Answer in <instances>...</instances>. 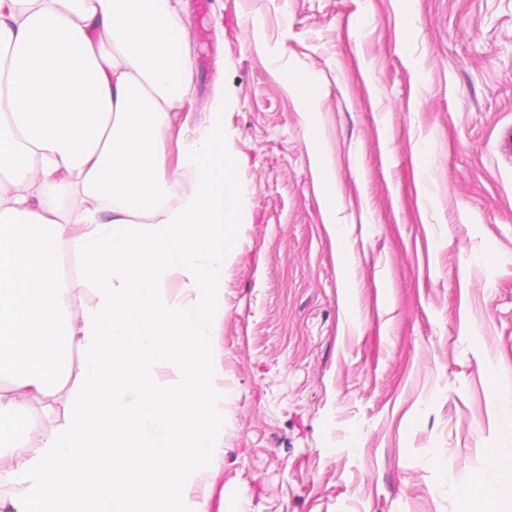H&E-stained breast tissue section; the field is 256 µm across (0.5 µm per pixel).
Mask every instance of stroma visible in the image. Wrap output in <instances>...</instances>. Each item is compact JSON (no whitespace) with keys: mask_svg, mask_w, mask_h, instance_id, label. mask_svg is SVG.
<instances>
[{"mask_svg":"<svg viewBox=\"0 0 512 512\" xmlns=\"http://www.w3.org/2000/svg\"><path fill=\"white\" fill-rule=\"evenodd\" d=\"M176 2L194 70L167 160L223 90L243 192L224 452L194 497L461 512L512 394V0Z\"/></svg>","mask_w":512,"mask_h":512,"instance_id":"35a3bbf8","label":"stroma"}]
</instances>
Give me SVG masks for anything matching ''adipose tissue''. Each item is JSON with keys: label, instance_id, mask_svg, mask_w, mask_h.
I'll use <instances>...</instances> for the list:
<instances>
[{"label": "adipose tissue", "instance_id": "ef3b65f1", "mask_svg": "<svg viewBox=\"0 0 512 512\" xmlns=\"http://www.w3.org/2000/svg\"><path fill=\"white\" fill-rule=\"evenodd\" d=\"M192 74L172 0H0V449H28L0 512H206L243 201L223 98L167 163ZM63 247L92 288L77 317ZM487 464L498 493L473 481L463 512H512V444Z\"/></svg>", "mask_w": 512, "mask_h": 512}]
</instances>
